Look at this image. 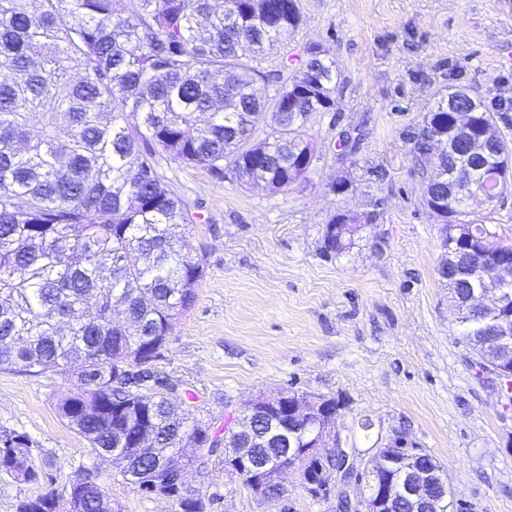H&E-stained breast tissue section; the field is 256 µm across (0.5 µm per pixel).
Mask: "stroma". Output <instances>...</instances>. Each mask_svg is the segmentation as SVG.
<instances>
[{
  "instance_id": "obj_1",
  "label": "stroma",
  "mask_w": 512,
  "mask_h": 512,
  "mask_svg": "<svg viewBox=\"0 0 512 512\" xmlns=\"http://www.w3.org/2000/svg\"><path fill=\"white\" fill-rule=\"evenodd\" d=\"M303 22L257 61L296 69L317 42L336 62L335 105L313 114L307 181L272 193L216 179L163 157L159 170L200 216L189 248L206 262L194 307L176 324L158 367L187 408L222 426L250 398L286 389L343 396L342 426L358 450L403 430L444 467L463 512H512V390L455 337L438 275L440 219L424 205L412 137L439 94L460 86L488 108L512 100V0H301ZM358 139L341 152L343 137ZM348 180L337 194L333 183ZM363 229L339 256L321 251L331 215ZM77 381L0 370V429L28 435L38 482L0 478V512L60 489L98 466L115 512H177L176 501L97 462L59 417ZM370 420V432L360 423ZM288 512H336L286 480ZM185 495L206 512H279L224 471L190 467Z\"/></svg>"
}]
</instances>
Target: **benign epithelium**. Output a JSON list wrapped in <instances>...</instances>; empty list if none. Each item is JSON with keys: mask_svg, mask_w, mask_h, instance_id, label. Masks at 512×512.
<instances>
[{"mask_svg": "<svg viewBox=\"0 0 512 512\" xmlns=\"http://www.w3.org/2000/svg\"><path fill=\"white\" fill-rule=\"evenodd\" d=\"M512 300L500 279L488 280L482 289V301L489 307H504ZM512 346V321H501L497 333L487 343L488 354L500 355ZM328 397L309 392L284 390L266 397L258 396L246 402L241 416L256 412L278 413L285 410L293 417L296 428L308 430L307 437L297 440L292 432H284L281 448L274 462L251 458L235 447L239 428L224 432V468L247 480V486L261 501H278L287 495L286 475H293L310 496L338 502L347 499L352 512H385L398 499L414 507L413 512L439 509L448 500V481L442 466L430 472H420L412 461L426 453L399 430L378 438L380 446L365 456L349 447L350 436L343 434L339 419L341 409L327 408ZM188 466L178 457L161 462L147 487L152 493L167 496L169 487L182 488ZM88 486L79 477L59 495L42 494L29 500L35 506L52 499L56 507L67 510L79 502L80 492Z\"/></svg>", "mask_w": 512, "mask_h": 512, "instance_id": "7a95c632", "label": "benign epithelium"}]
</instances>
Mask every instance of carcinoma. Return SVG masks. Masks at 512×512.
Masks as SVG:
<instances>
[{"mask_svg": "<svg viewBox=\"0 0 512 512\" xmlns=\"http://www.w3.org/2000/svg\"><path fill=\"white\" fill-rule=\"evenodd\" d=\"M0 0V368L40 377L70 375L94 392L101 411L80 414L72 395L60 418L91 452L118 448L124 480L139 484L164 457L206 455L181 447L206 421L184 417L182 395L156 361L176 323L195 304L204 259L186 243L193 214L158 172L166 155L224 179L241 176L284 192L307 179L315 146L312 115L334 105L336 63L320 44L305 48L293 74L254 61L294 35L300 0ZM275 86L269 92V86ZM494 129L495 154L460 144L457 114ZM499 113L450 87L424 114L413 158L430 182V208L448 235L451 261L438 267L449 301L463 307L459 340L476 354L500 314L475 297L479 276L512 270L494 224L470 220L512 186V140ZM269 129L254 142L257 129ZM481 184L465 202L448 178ZM361 230L357 217L330 216L322 250L340 255ZM124 313L127 327H112ZM138 336L141 344L132 337ZM147 371L125 374L131 346ZM273 425L253 417L239 445L270 452ZM36 483L29 458L0 456V474ZM78 512H114L96 476Z\"/></svg>", "mask_w": 512, "mask_h": 512, "instance_id": "carcinoma-1", "label": "carcinoma"}]
</instances>
